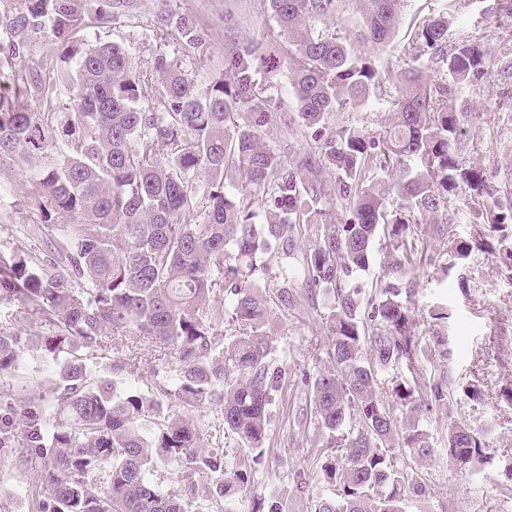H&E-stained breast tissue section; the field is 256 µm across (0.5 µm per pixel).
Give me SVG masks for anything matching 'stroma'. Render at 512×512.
<instances>
[{
  "mask_svg": "<svg viewBox=\"0 0 512 512\" xmlns=\"http://www.w3.org/2000/svg\"><path fill=\"white\" fill-rule=\"evenodd\" d=\"M497 0H467L456 15L458 27H482L490 31L491 75L483 90L474 95L478 110L469 121L460 144L461 155L481 167L503 191L512 189V120L502 112L512 99V42L495 38ZM189 15L205 33V44L190 48L177 40L159 41L153 35L161 11ZM277 25L264 0H140L133 16L93 28L94 42L129 46L140 68H148L157 53H165L181 70L198 82L223 73L224 59L238 44L263 43L268 52L280 50L273 33ZM29 168L12 163L0 168V252H11L23 229L34 223L35 205ZM411 297L419 329L441 333L435 364L448 377V402L436 408L426 422L431 434V457L418 470L427 484L425 496L412 498L407 512H512V500L501 494L508 478L504 460L512 456V406L499 396L512 384V284L494 257L474 251L463 273H444L427 265L413 267ZM447 311L444 320L436 319ZM310 300H299L288 316L272 313L275 340L274 363L286 369L293 381L302 373L315 372L326 358L327 331L315 323ZM479 385L483 397H466L463 386ZM305 406L300 387L279 392L271 407L267 453L258 468L251 495L263 496L267 486L288 491V512H310L317 497L330 488L313 466L317 453L314 437L294 419ZM465 424L486 430L490 444L482 472L466 479L449 457L448 428ZM304 489H297L298 477ZM38 491L18 453L0 463V512H37Z\"/></svg>",
  "mask_w": 512,
  "mask_h": 512,
  "instance_id": "obj_1",
  "label": "stroma"
}]
</instances>
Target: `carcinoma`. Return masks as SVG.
Segmentation results:
<instances>
[{"label":"carcinoma","instance_id":"1","mask_svg":"<svg viewBox=\"0 0 512 512\" xmlns=\"http://www.w3.org/2000/svg\"><path fill=\"white\" fill-rule=\"evenodd\" d=\"M138 2L20 0L0 12V63L11 68L0 83V166L40 162L31 176L37 232L0 256V301L49 329L19 336L0 328V382L10 383L25 357L50 364L27 401L0 395V449L25 450L44 491L39 512H188L204 477L214 512H240L286 380L271 363L269 317L293 309L302 289L324 300L329 366L301 384L311 388L316 441L340 449L316 459L332 494L313 512H405L425 493L417 467L431 445L422 414L448 398L447 377L428 373L439 337L417 329L406 301L409 269L438 259L422 241L424 216L441 214L445 272L477 248L512 284V198L456 149L464 95L489 74L487 43L454 29L450 13L416 19L400 49L408 69L383 98L384 125L374 134L331 117L375 98L401 0H357L362 23L353 33L324 23L340 19L347 0H266L285 38L281 57L244 42L203 87L163 54L144 71L128 46L87 40ZM169 36L189 47L204 40L192 18L162 12L156 37ZM41 39L57 59L16 68ZM282 64L289 110L257 81L260 69ZM428 70L445 79L431 82ZM277 125L311 143L301 163L260 143ZM193 212L201 223L183 221ZM460 223L472 226L470 237L457 236ZM300 226L312 235L300 260L259 286L267 255L298 250ZM36 235L55 259L31 247ZM376 240L387 279L368 288L354 272L370 265ZM220 300L238 327L227 343L210 313ZM122 348L144 357L167 350L174 375L156 371L150 389L118 391L115 378L139 363L106 355ZM212 406L220 417L205 432L188 414ZM396 407L406 412L398 417ZM148 419L155 431L146 436ZM447 443L460 470L480 473L481 433L454 425ZM393 448L404 451V467L393 464ZM229 456L234 470L224 466ZM165 461L180 464L176 493L151 479ZM286 497L272 492L251 512H283Z\"/></svg>","mask_w":512,"mask_h":512}]
</instances>
